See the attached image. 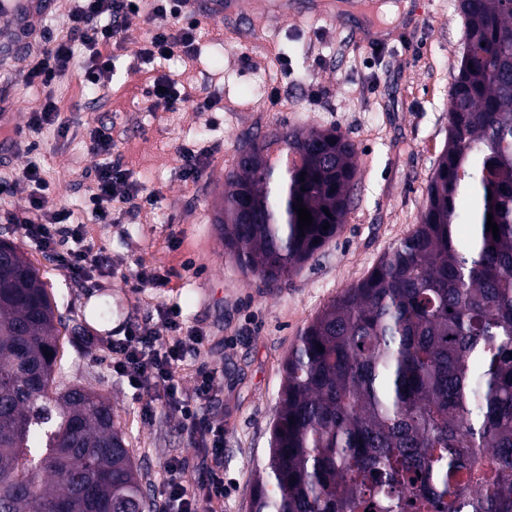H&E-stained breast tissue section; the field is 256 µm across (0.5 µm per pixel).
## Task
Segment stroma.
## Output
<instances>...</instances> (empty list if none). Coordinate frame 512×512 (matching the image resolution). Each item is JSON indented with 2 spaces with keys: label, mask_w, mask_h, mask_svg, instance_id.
Returning a JSON list of instances; mask_svg holds the SVG:
<instances>
[{
  "label": "stroma",
  "mask_w": 512,
  "mask_h": 512,
  "mask_svg": "<svg viewBox=\"0 0 512 512\" xmlns=\"http://www.w3.org/2000/svg\"><path fill=\"white\" fill-rule=\"evenodd\" d=\"M384 2L356 0L329 18L322 0H288L284 10L273 0H242L220 17L200 13L192 63L175 56L132 73L128 67L149 27L150 9L142 7L117 52L108 90L93 94L77 69L56 85L67 135L44 128L28 136L34 151L0 161V229L7 225L5 210L22 209L27 196L12 184V170L34 162L53 188L47 208L71 207L76 222L87 225L112 256V276L87 286L69 279L21 233L10 235L38 270L58 313L81 326L60 336L58 386L81 384L111 399L151 512H163L167 460H188L193 491L206 475L204 449L178 411L112 373L106 353L85 338L118 339L138 324L159 327L157 306L180 305L184 333L203 338L199 355L178 369L184 392L192 391L198 366L217 375L214 396L201 407L224 428V497L212 509L249 512L256 474L268 461L289 350L331 299L366 276L418 224L448 136L449 92L464 43L459 0H409V9L395 15L382 11ZM367 21L383 30L384 42L361 38ZM31 65L28 56L0 65V97L11 103L21 127L43 98L42 90L25 83ZM164 73L192 79L214 108L152 111L143 92ZM316 85L324 88L322 97L312 96ZM107 123L114 126V156L159 200L138 212L117 205L112 223L97 224L84 209L88 174L100 161L89 149L90 133ZM282 128L339 130L356 146L358 174L341 233L287 286L266 288L245 278L225 255L213 218L241 139ZM184 144L213 152L193 186L180 177ZM140 262L175 269L170 287L136 289Z\"/></svg>",
  "instance_id": "stroma-1"
}]
</instances>
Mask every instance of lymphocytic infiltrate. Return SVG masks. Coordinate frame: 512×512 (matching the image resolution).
I'll return each instance as SVG.
<instances>
[{"label": "lymphocytic infiltrate", "instance_id": "f902f5d3", "mask_svg": "<svg viewBox=\"0 0 512 512\" xmlns=\"http://www.w3.org/2000/svg\"><path fill=\"white\" fill-rule=\"evenodd\" d=\"M140 3L141 0H76L67 14L63 35L41 31L36 62L29 71L28 81L44 88L46 94L41 105L31 111L27 130L57 124L59 112L51 90L73 66H81L87 87L100 91L110 85L113 57L106 54L105 49L121 47ZM152 13L160 17L161 22L148 30L140 51L141 62L162 59L169 53L194 58L200 21L186 10L185 0H154ZM79 46L85 51L81 59L75 55ZM146 95L152 99L154 109L162 112L186 109L207 112L214 106L210 98L197 95L192 84L165 74L154 80ZM114 146L111 126L103 125L92 132L90 150L103 156L104 161L95 168L87 202L101 224L111 223L114 204L137 199L146 207L156 201L154 193L144 192L133 180L130 170L111 161ZM13 181L29 185L30 193L26 207L18 212H7L6 217L18 225L29 243L54 257L58 267L71 279L92 284L111 275L112 258L104 246L92 240L86 225L72 222L67 209H47L49 183L37 166H26L15 173ZM159 317L165 334L140 326L121 339L105 341L90 336L86 342L92 347L105 345L116 373L134 388L161 394L165 404L179 409L184 424L199 434L213 464L208 479L201 484L199 492H189L185 462L177 457L170 458L166 464L169 478L164 485V495L171 512H206L208 502L224 495V475L220 471L224 460V429L212 425L198 412L199 404L208 401L216 390V374L203 367L197 368L192 393H183L176 370L199 354L203 340L182 335L178 304L163 306Z\"/></svg>", "mask_w": 512, "mask_h": 512}]
</instances>
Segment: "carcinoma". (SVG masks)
<instances>
[{
	"instance_id": "1",
	"label": "carcinoma",
	"mask_w": 512,
	"mask_h": 512,
	"mask_svg": "<svg viewBox=\"0 0 512 512\" xmlns=\"http://www.w3.org/2000/svg\"><path fill=\"white\" fill-rule=\"evenodd\" d=\"M460 9L448 140L419 224L300 330L250 512H512V0ZM356 156L334 128L241 142L216 229L246 277L280 288L340 233ZM63 326L1 238L0 512H146L111 400L56 387Z\"/></svg>"
}]
</instances>
